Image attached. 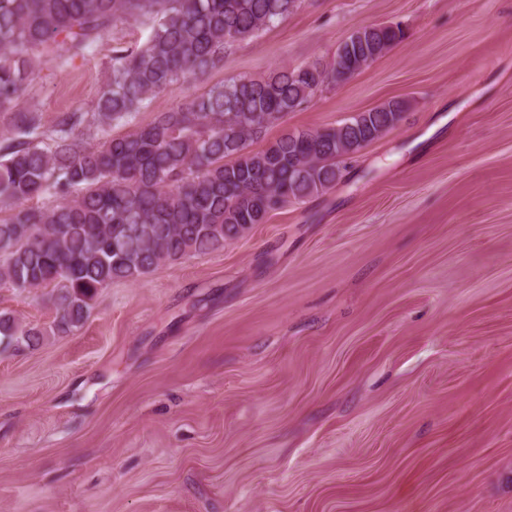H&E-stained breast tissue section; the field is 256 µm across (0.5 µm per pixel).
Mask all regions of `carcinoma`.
I'll return each instance as SVG.
<instances>
[{
    "label": "carcinoma",
    "mask_w": 512,
    "mask_h": 512,
    "mask_svg": "<svg viewBox=\"0 0 512 512\" xmlns=\"http://www.w3.org/2000/svg\"><path fill=\"white\" fill-rule=\"evenodd\" d=\"M298 2L0 0V288H48L55 312L41 326L0 311V345L30 348L78 329L112 283L224 249L284 205L334 187L345 159L397 126L399 100L250 148L315 92L385 55L405 36L399 23L355 29L330 64L228 80L134 124L158 95L206 77ZM140 19L152 33L114 52L95 111L49 126L40 109L19 107L43 59L89 51Z\"/></svg>",
    "instance_id": "cac0c4a2"
}]
</instances>
